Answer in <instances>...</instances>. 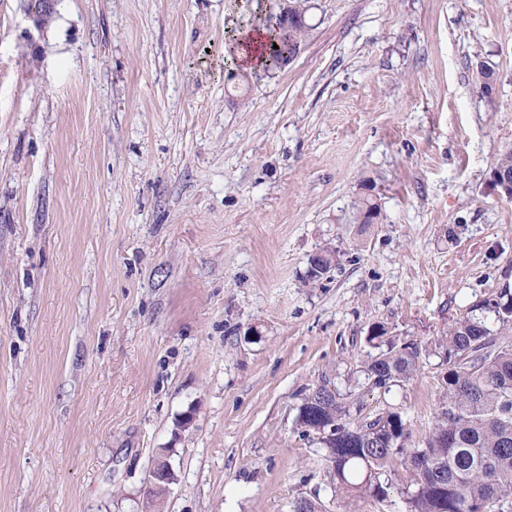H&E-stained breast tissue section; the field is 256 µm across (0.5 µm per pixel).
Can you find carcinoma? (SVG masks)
<instances>
[{"label":"carcinoma","mask_w":512,"mask_h":512,"mask_svg":"<svg viewBox=\"0 0 512 512\" xmlns=\"http://www.w3.org/2000/svg\"><path fill=\"white\" fill-rule=\"evenodd\" d=\"M275 6L274 0L259 3L266 15L251 23L269 32L264 71L287 66L309 35L305 24L285 29L273 23ZM511 329L512 292L504 288L469 308L438 340L447 364L444 400L421 448H404L400 413L359 421L343 395L325 396L323 386L311 389L297 408L295 429L308 438L321 426L336 425V437L318 442L334 492L352 500H385L382 476L400 456L409 473L406 512H476L478 504L485 512H512V342L498 336ZM418 355L412 344L390 343L364 367L365 380L386 393L414 376Z\"/></svg>","instance_id":"cac0c4a2"}]
</instances>
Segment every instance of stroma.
<instances>
[{
	"instance_id": "obj_1",
	"label": "stroma",
	"mask_w": 512,
	"mask_h": 512,
	"mask_svg": "<svg viewBox=\"0 0 512 512\" xmlns=\"http://www.w3.org/2000/svg\"><path fill=\"white\" fill-rule=\"evenodd\" d=\"M255 7L61 0L38 29L0 0V512H141L163 448L161 512H404L401 469L335 496L294 418L325 382L422 447L440 336L512 289V0H309L298 55L245 83L224 44ZM375 324L420 352L386 394ZM169 452L164 449H161L158 457L155 461L153 470L151 472L152 477L150 480V484L145 491V495L148 497H152V492L155 487L160 483H166L165 486L169 489L170 485L174 484L177 480V474L173 469V466L169 460Z\"/></svg>"
}]
</instances>
